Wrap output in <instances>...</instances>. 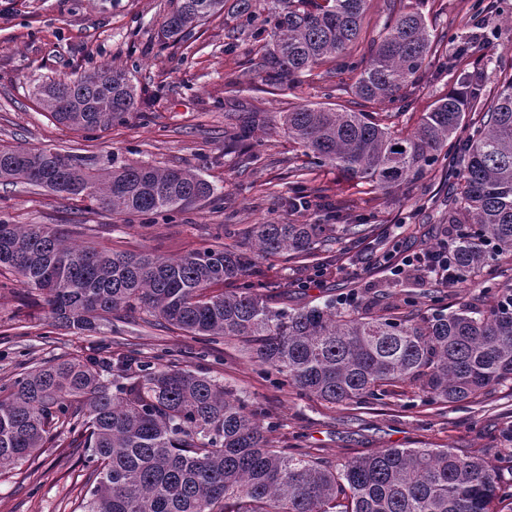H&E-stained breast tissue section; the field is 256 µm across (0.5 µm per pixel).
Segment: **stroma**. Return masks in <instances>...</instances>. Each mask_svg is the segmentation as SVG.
<instances>
[{
  "mask_svg": "<svg viewBox=\"0 0 512 512\" xmlns=\"http://www.w3.org/2000/svg\"><path fill=\"white\" fill-rule=\"evenodd\" d=\"M474 3L422 0V11L444 39L404 99L374 104V111L396 113L400 127L414 128L422 112L453 86L448 61L464 43L471 69L483 72L487 88H495L501 71L512 72V0H500V12L490 14L481 30L469 23ZM176 6L177 0H0V146L111 153L191 169L214 186L217 201L147 222L24 183L0 184L1 221L50 224L71 244L175 258L213 242L224 224H322L332 212L337 223L370 225L373 249L355 263L334 252L316 285L310 271L288 256L263 261L260 281L288 289L282 304L314 305L353 291L369 305L383 298L396 302L412 291L424 294L419 311L428 315L476 301L480 290L474 284L448 288L416 267L396 276L384 259L392 245L412 255L441 240L448 227L444 201L459 183L455 172L438 168L416 185L380 196L323 168L316 180L321 195L291 208L283 174L305 157L285 133L283 116L303 104L351 106L354 74L314 75L290 90L266 86L253 75L236 77L238 65L256 57L259 46L227 39L220 15L159 49L157 32ZM106 62L131 73L140 95L138 111L107 130L86 133L58 124L32 95L39 83ZM247 120L255 121L262 142L253 161L224 150L225 135ZM130 352L207 374L272 422L277 445L313 452L330 466L383 448L448 447L484 457L503 481H512V447L500 438L503 415L512 412V381L451 405L430 403L419 386L403 384L380 403L352 410L261 371L236 339L208 350L139 310L114 312L94 333L57 327L41 294L20 286L9 270L0 271V380L59 358L95 356L106 363ZM73 439L59 430L39 458L1 468L0 512H77L90 485Z\"/></svg>",
  "mask_w": 512,
  "mask_h": 512,
  "instance_id": "35a3bbf8",
  "label": "stroma"
}]
</instances>
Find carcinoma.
Wrapping results in <instances>:
<instances>
[{
    "label": "carcinoma",
    "mask_w": 512,
    "mask_h": 512,
    "mask_svg": "<svg viewBox=\"0 0 512 512\" xmlns=\"http://www.w3.org/2000/svg\"><path fill=\"white\" fill-rule=\"evenodd\" d=\"M235 0L231 38L262 41L255 67L273 88L312 71L356 73L363 103L393 101L415 84L438 40L423 12L390 0L369 57L355 60L368 0ZM224 11V0H178L161 40L179 41ZM458 87L437 98L410 132L390 116L300 105L286 113L288 137L309 158L387 195L450 160L462 179L448 211L457 273L481 278L482 304L419 316L412 295L379 308L336 300L285 308L273 288L248 278L262 259L286 254L302 265L354 249L373 229L345 224H255L241 250L221 242L164 259L68 245L47 224L0 221V267L45 296L55 325L91 331L119 309L213 343L233 337L267 373L331 405L379 401L418 383L443 404L472 400L512 380V288L497 279L512 266V73L485 98L479 73L459 70ZM34 97L57 122L102 131L138 111L127 72L104 64L69 81L37 86ZM468 132L465 143L460 133ZM23 181L126 215H170L214 194L188 169L47 149L1 148L0 184ZM237 283L217 292L214 287ZM131 360L57 359L0 385V466L37 456L66 427L87 453L93 484L82 512H512V484L486 459L452 448H383L340 470L319 456L277 447L246 404L203 374Z\"/></svg>",
    "instance_id": "cac0c4a2"
}]
</instances>
